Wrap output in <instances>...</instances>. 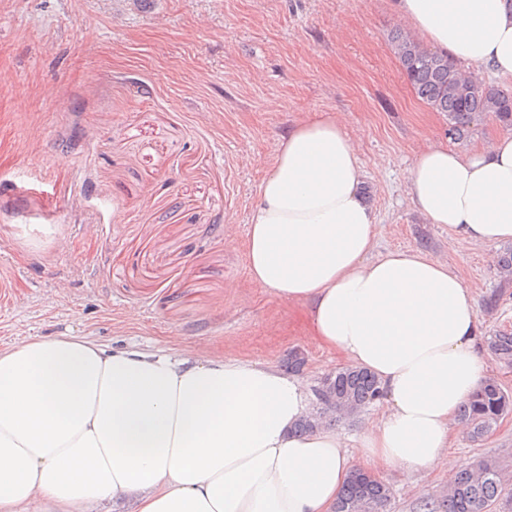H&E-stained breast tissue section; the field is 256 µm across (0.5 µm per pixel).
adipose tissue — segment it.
I'll list each match as a JSON object with an SVG mask.
<instances>
[{
    "label": "adipose tissue",
    "instance_id": "adipose-tissue-1",
    "mask_svg": "<svg viewBox=\"0 0 512 512\" xmlns=\"http://www.w3.org/2000/svg\"><path fill=\"white\" fill-rule=\"evenodd\" d=\"M423 39L512 82V0H393ZM358 147L341 118L295 122L262 179L246 238L251 282L300 306L311 334L375 375L381 415L358 449L295 425L305 384L274 365L107 350L33 336L0 351V512H333L355 456L377 471L454 465L459 407L486 378L477 302L447 263L376 253ZM406 195L454 235L458 257L512 241V134L459 150L428 143Z\"/></svg>",
    "mask_w": 512,
    "mask_h": 512
}]
</instances>
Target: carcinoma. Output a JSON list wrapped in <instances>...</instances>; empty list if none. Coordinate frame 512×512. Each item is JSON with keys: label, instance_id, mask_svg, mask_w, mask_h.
Segmentation results:
<instances>
[{"label": "carcinoma", "instance_id": "carcinoma-1", "mask_svg": "<svg viewBox=\"0 0 512 512\" xmlns=\"http://www.w3.org/2000/svg\"><path fill=\"white\" fill-rule=\"evenodd\" d=\"M390 41L417 98L447 117L449 138L459 143L467 141L478 122L486 118L512 129V90L465 71L448 56L425 48L401 27L390 31ZM497 271L501 281L512 282V248L499 254ZM488 348L499 362L512 366L511 331L491 335ZM318 389L321 396L317 408L296 423L299 432L329 425L338 417L353 416L379 400L381 393L373 375L349 366L325 376ZM511 412L512 395L488 378L461 406L459 417L476 441ZM389 499L388 486L356 468L342 488L334 512H386ZM499 503L505 512H512V492L505 491L496 463L479 459L454 476L444 499L427 502L424 507L426 512H486Z\"/></svg>", "mask_w": 512, "mask_h": 512}]
</instances>
